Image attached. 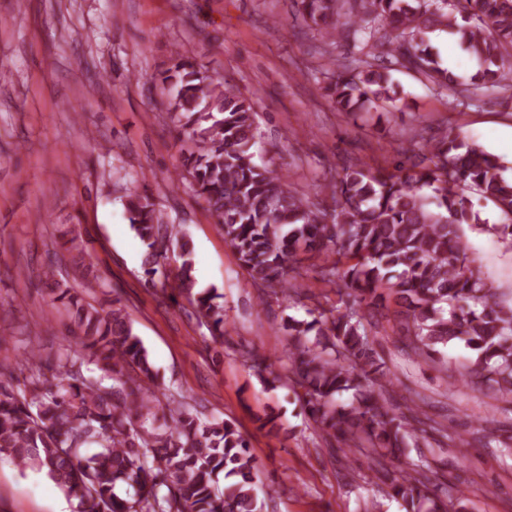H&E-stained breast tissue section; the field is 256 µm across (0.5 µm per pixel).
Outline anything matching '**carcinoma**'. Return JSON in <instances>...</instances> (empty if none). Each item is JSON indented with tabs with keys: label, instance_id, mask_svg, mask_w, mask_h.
Here are the masks:
<instances>
[{
	"label": "carcinoma",
	"instance_id": "obj_1",
	"mask_svg": "<svg viewBox=\"0 0 512 512\" xmlns=\"http://www.w3.org/2000/svg\"><path fill=\"white\" fill-rule=\"evenodd\" d=\"M311 27L358 53L337 64L326 87L339 112H369L395 101L391 70H413L440 89L460 87L473 102L487 92L512 100V0H291ZM445 31L479 69L465 83L441 68L428 43ZM167 109L185 137L184 172L216 219L253 284L283 302L307 300L309 318H288V365L268 378V356L244 361L271 387L302 389L314 426L360 453L386 475L410 442L450 438L419 393L405 410L389 407L388 372L369 327L392 316L404 348L433 361L461 340L474 352L467 375L512 398V304L469 253L464 225L481 224L468 193L493 203L502 224H482L512 249V180L506 165L448 124L418 135L393 169L345 167L312 201L287 188V175L256 160L252 99L175 53L159 77ZM129 224L145 247L147 282L178 251L174 288L215 342L224 340L223 294L196 288L189 237L164 222L147 193L128 196ZM59 247L77 253L78 287L55 283L77 341L45 355L31 347L17 366L0 361V455L20 471L46 474L75 512H264L277 493L235 423L204 421L184 400L155 390L157 370L121 299L86 262L70 230ZM305 261L336 286L341 306L322 307L296 286ZM387 494L405 512H450L448 490L430 468L413 464L390 479Z\"/></svg>",
	"mask_w": 512,
	"mask_h": 512
}]
</instances>
